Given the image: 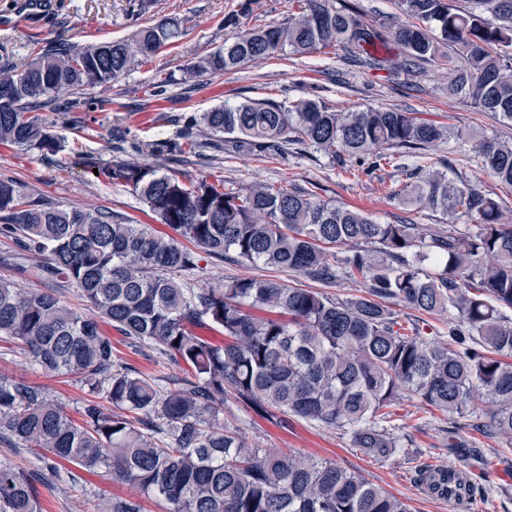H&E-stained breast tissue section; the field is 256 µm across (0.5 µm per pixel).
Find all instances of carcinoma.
<instances>
[{"label":"carcinoma","instance_id":"obj_1","mask_svg":"<svg viewBox=\"0 0 512 512\" xmlns=\"http://www.w3.org/2000/svg\"><path fill=\"white\" fill-rule=\"evenodd\" d=\"M465 2L396 0L407 21L374 24L353 0H289L283 22L242 29L187 74L327 48L378 69L382 47L408 73L448 61V94L512 123V0ZM250 13L251 0H239L224 25ZM184 36L181 21L166 17L123 39L48 43L23 68L0 70V144L54 156L60 138L31 115L39 103L89 108L79 91L118 80ZM184 120L183 142L155 143L151 153L270 158L301 145L369 178L412 155L416 180L390 198L468 223L382 224L313 190L185 183L125 160L90 166L138 192L175 232L166 236L98 209L48 206L0 179V234L19 244L16 260L45 256L43 276L73 285L96 313L0 279V338L43 374L75 377L88 392L75 421L46 388L0 377V443L38 451L53 486L74 487L80 473L104 469L139 490L107 512H143V495L167 512H409L333 461L249 442L231 402L281 427L297 418L337 430L380 462L415 446L395 418L405 400L440 412L450 438L473 433L481 446L511 449L512 222L499 196L422 153L451 129L397 108L339 112L320 98L246 100ZM469 162L512 187V146L485 140ZM228 257L324 286L351 282L359 293L337 298L266 275L202 288L178 278L206 258ZM443 319L444 332L434 324ZM101 322L158 350L173 372L155 376L120 361ZM463 472L459 458L422 465L413 480L433 498L470 506L499 489ZM0 512H41L35 485L2 461Z\"/></svg>","mask_w":512,"mask_h":512}]
</instances>
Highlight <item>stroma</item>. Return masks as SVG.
I'll return each mask as SVG.
<instances>
[{
	"label": "stroma",
	"instance_id": "stroma-1",
	"mask_svg": "<svg viewBox=\"0 0 512 512\" xmlns=\"http://www.w3.org/2000/svg\"><path fill=\"white\" fill-rule=\"evenodd\" d=\"M236 3L237 0H158L156 17L177 15L187 37L154 58L135 64L114 83L85 90L83 97L91 101V108L61 112L51 104L38 109V117L53 125L62 137L61 151L47 161L37 153L0 145V177L24 184L45 203L62 208L94 207L119 216L126 223L148 224L158 231L163 228L160 218L148 212L138 193L88 173L86 161L107 165L121 156L154 165L180 178L210 182L221 179L235 187L254 182L292 183L317 189L324 200L361 208L382 223H444L443 215L401 206L381 191V182H407L408 169L415 164L411 158L405 159L403 166L378 171L375 180L360 181L343 173L328 158L315 159L296 149L289 150L283 159L223 156L214 160L190 156L183 162L143 150L144 145L157 141H180L181 118L190 112H205L223 102H288L319 96L343 112L394 107L449 126L453 137L433 147V156L442 159L449 168L464 170L468 180L480 182L486 191L499 195L512 207V190L502 187L479 167L465 163L466 157L475 153L478 136L512 143V125L449 95L447 66H428L412 76L396 69L388 72L359 66L339 50L303 56L287 53L224 74L187 78L186 70L191 63L209 55L225 38L231 37V30L224 27V16ZM126 9L127 0H0V67L24 66L37 40L82 47L129 36L133 24ZM159 84L165 85V94L153 95V87ZM117 129L125 131L132 144L122 155L112 149V134ZM16 251L14 241L0 235V278L15 281L20 288L49 291L66 300L70 307L83 309L76 288L42 277V256L29 255L26 273L16 275ZM263 272V267L248 262L212 261L184 273L183 278L201 287ZM0 377L22 378L42 385L70 412L84 395L79 382L67 376H44L2 342ZM238 416L247 436L261 447L292 448L355 470L404 498L411 512H469L466 506L425 496L413 481L414 462L443 464L448 460L447 441L437 430L438 412L424 414L421 428L414 430L416 448L411 457L399 456L383 463L363 455L352 447L348 437L335 430L302 420L292 421L282 429L245 409L239 410ZM475 473L480 477L492 475L504 487L490 503L491 512H512V451L485 453L476 464ZM39 493L42 512H99L108 500L134 495L135 490L110 476L90 475L75 488L43 486Z\"/></svg>",
	"mask_w": 512,
	"mask_h": 512
}]
</instances>
